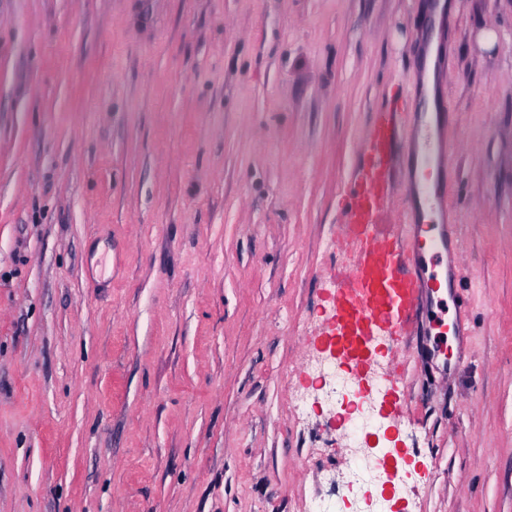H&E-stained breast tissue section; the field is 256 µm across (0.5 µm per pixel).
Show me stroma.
I'll use <instances>...</instances> for the list:
<instances>
[{
    "label": "stroma",
    "instance_id": "1",
    "mask_svg": "<svg viewBox=\"0 0 512 512\" xmlns=\"http://www.w3.org/2000/svg\"><path fill=\"white\" fill-rule=\"evenodd\" d=\"M426 2L0 0V512L378 507L320 337ZM445 37L460 251L355 377L409 512H512V0H457Z\"/></svg>",
    "mask_w": 512,
    "mask_h": 512
}]
</instances>
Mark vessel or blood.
Instances as JSON below:
<instances>
[{
	"label": "vessel or blood",
	"mask_w": 512,
	"mask_h": 512,
	"mask_svg": "<svg viewBox=\"0 0 512 512\" xmlns=\"http://www.w3.org/2000/svg\"><path fill=\"white\" fill-rule=\"evenodd\" d=\"M403 118V101L398 97L370 113L354 173L341 188L345 222L336 244L350 247L353 259L336 272V317L326 334L350 365L363 364L375 336L409 341L416 335L423 291L438 288L439 282L416 268L411 253L427 256L435 267L448 257L449 233L443 228L422 229L410 251L402 225L379 221L397 187L428 202L450 182L438 136H404ZM405 158L418 168V180L402 181L400 162Z\"/></svg>",
	"instance_id": "1"
}]
</instances>
